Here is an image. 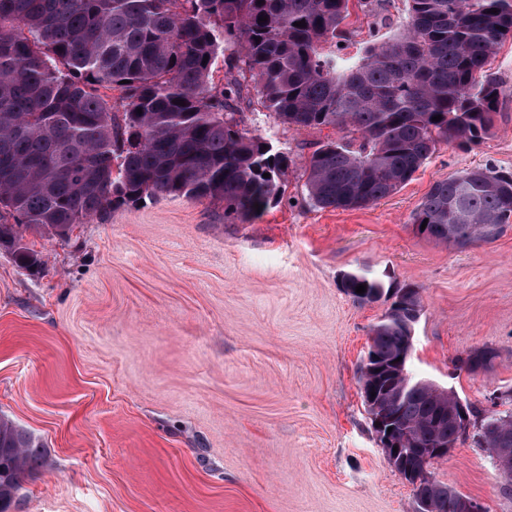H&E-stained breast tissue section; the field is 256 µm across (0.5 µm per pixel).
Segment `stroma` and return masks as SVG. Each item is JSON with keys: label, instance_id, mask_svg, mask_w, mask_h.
I'll list each match as a JSON object with an SVG mask.
<instances>
[{"label": "stroma", "instance_id": "1", "mask_svg": "<svg viewBox=\"0 0 512 512\" xmlns=\"http://www.w3.org/2000/svg\"><path fill=\"white\" fill-rule=\"evenodd\" d=\"M507 91L479 145L438 146L394 195L320 209L300 162L330 129L279 124L258 97L246 129L290 158L283 199L250 222L222 203L165 197L111 206L58 236L21 227L40 270L0 247V416L39 437L45 465L11 512H412L358 384L387 301L358 304L361 272L422 295L412 373L484 408L512 389V225L466 247L420 234L432 183L512 169V39L487 66ZM490 346L470 373L454 360ZM434 476L512 512L486 452L458 441Z\"/></svg>", "mask_w": 512, "mask_h": 512}]
</instances>
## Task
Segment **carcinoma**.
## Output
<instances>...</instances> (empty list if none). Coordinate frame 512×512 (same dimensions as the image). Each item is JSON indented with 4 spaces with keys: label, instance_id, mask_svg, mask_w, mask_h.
I'll list each match as a JSON object with an SVG mask.
<instances>
[{
    "label": "carcinoma",
    "instance_id": "1",
    "mask_svg": "<svg viewBox=\"0 0 512 512\" xmlns=\"http://www.w3.org/2000/svg\"><path fill=\"white\" fill-rule=\"evenodd\" d=\"M349 2L0 0V245L36 270L41 260L21 246L20 226L64 235L115 203L161 197L209 199L228 219L255 218L279 198L286 158L241 127L253 91L282 125L336 131L303 165L320 208L372 205L405 186L439 145H474L492 132L505 89L486 65L512 38V0H408L399 32L340 71L323 44L354 36ZM357 3L369 18L385 9V0ZM104 87L118 92L115 102ZM511 223L512 172L486 166L434 182L414 215L426 236L461 246L494 240ZM344 279L357 303L385 295L365 274ZM359 284L366 292L356 293ZM420 310L416 291L404 312H385L370 328V349L399 357ZM487 401L481 411L467 407L466 427L456 393L410 377L388 383L383 409L413 433L414 447L470 438L494 465L512 448V394ZM43 456L38 438L0 418V512H10ZM420 496L431 512H458L462 493L434 478L413 489Z\"/></svg>",
    "mask_w": 512,
    "mask_h": 512
}]
</instances>
